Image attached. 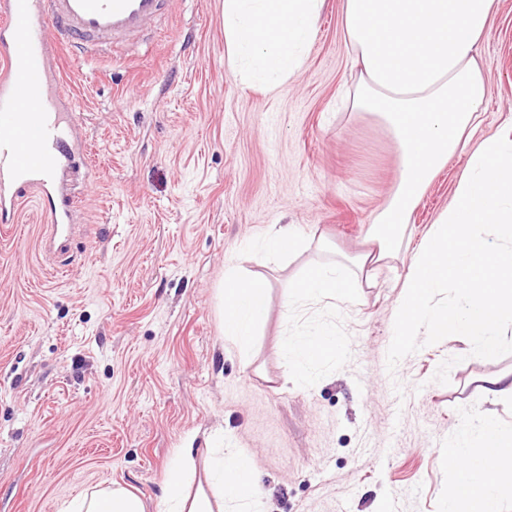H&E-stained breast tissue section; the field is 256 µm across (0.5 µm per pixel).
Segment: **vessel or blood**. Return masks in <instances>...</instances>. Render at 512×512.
Segmentation results:
<instances>
[{
    "label": "vessel or blood",
    "mask_w": 512,
    "mask_h": 512,
    "mask_svg": "<svg viewBox=\"0 0 512 512\" xmlns=\"http://www.w3.org/2000/svg\"><path fill=\"white\" fill-rule=\"evenodd\" d=\"M167 0H0V224L17 221L29 194L45 202L53 247L70 230L74 200L57 188L64 147L75 140L73 102L59 92L43 102L59 73L61 54L81 59L110 51L143 32Z\"/></svg>",
    "instance_id": "b4317fda"
}]
</instances>
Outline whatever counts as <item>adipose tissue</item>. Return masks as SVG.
<instances>
[{
	"mask_svg": "<svg viewBox=\"0 0 512 512\" xmlns=\"http://www.w3.org/2000/svg\"><path fill=\"white\" fill-rule=\"evenodd\" d=\"M325 0H224V40L234 75L273 91L302 70ZM494 0H341L345 43L358 72L351 111L377 115L397 149L399 180L374 217L367 251L309 266L294 283L287 308L300 302L352 303L368 263L393 255L414 207L435 174L454 155L467 154L453 198L411 257L394 312V347L410 348L418 334L437 341L456 336L485 355H496L498 331L512 322V125L475 139L487 95L479 63L491 26ZM450 288L454 303L432 298ZM224 335L248 348L265 316L264 281L228 273L220 291ZM336 331L323 325L296 332L284 357L309 380L335 361ZM489 410L458 427L448 443L453 488L447 512H498L499 486H512L500 458L512 451V430L492 407L512 400V371L485 377L480 387ZM244 457L209 458L208 490L189 493L185 473L192 448L174 464L162 512H258L260 491ZM63 512H145L122 486L81 493Z\"/></svg>",
	"mask_w": 512,
	"mask_h": 512,
	"instance_id": "adipose-tissue-1",
	"label": "adipose tissue"
}]
</instances>
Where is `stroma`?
<instances>
[{"label":"stroma","instance_id":"35a3bbf8","mask_svg":"<svg viewBox=\"0 0 512 512\" xmlns=\"http://www.w3.org/2000/svg\"><path fill=\"white\" fill-rule=\"evenodd\" d=\"M341 0H325L301 73L274 95L227 66L224 0H169L151 35L95 62L65 58L85 154L76 226L44 252L35 197L0 225V512H59L107 485L158 512L174 458L207 438L247 455L264 512H445L448 435L485 408L483 378L512 369V324L487 357L457 338L393 350L409 255L451 202L467 157L449 159L397 254L362 301L289 321L288 285L356 254L398 180L396 144L345 108L353 71ZM480 133L512 122V0L483 45ZM291 224L308 244L276 259L256 240ZM326 239L317 248L312 236ZM269 283L251 347L227 342V271ZM336 325L342 355L311 382L283 357L288 324Z\"/></svg>","mask_w":512,"mask_h":512}]
</instances>
